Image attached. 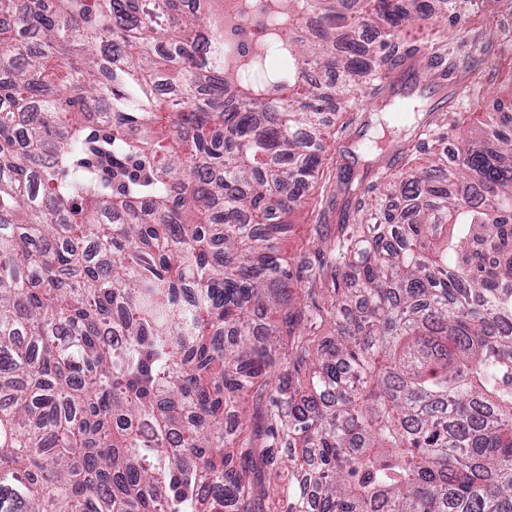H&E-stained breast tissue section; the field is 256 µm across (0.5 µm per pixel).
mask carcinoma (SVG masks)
<instances>
[{
    "mask_svg": "<svg viewBox=\"0 0 512 512\" xmlns=\"http://www.w3.org/2000/svg\"><path fill=\"white\" fill-rule=\"evenodd\" d=\"M211 2L0 0V512H512V112L422 168L432 109L342 147L318 223L404 210L342 213L295 291L277 247L338 87L364 129L405 65L474 98L491 39L400 50L468 0H270L229 61Z\"/></svg>",
    "mask_w": 512,
    "mask_h": 512,
    "instance_id": "1",
    "label": "carcinoma"
}]
</instances>
